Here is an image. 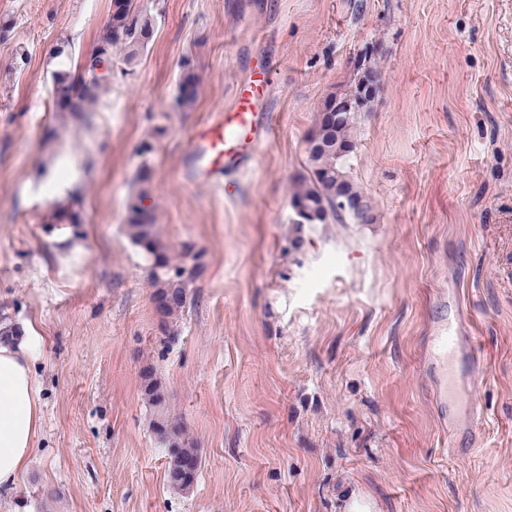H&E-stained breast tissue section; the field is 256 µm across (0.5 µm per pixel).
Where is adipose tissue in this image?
Wrapping results in <instances>:
<instances>
[{"mask_svg": "<svg viewBox=\"0 0 512 512\" xmlns=\"http://www.w3.org/2000/svg\"><path fill=\"white\" fill-rule=\"evenodd\" d=\"M40 339L24 325L0 343V494H13L27 471L43 412L34 362Z\"/></svg>", "mask_w": 512, "mask_h": 512, "instance_id": "1", "label": "adipose tissue"}]
</instances>
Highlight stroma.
<instances>
[{
    "instance_id": "stroma-1",
    "label": "stroma",
    "mask_w": 512,
    "mask_h": 512,
    "mask_svg": "<svg viewBox=\"0 0 512 512\" xmlns=\"http://www.w3.org/2000/svg\"><path fill=\"white\" fill-rule=\"evenodd\" d=\"M154 36L82 117L55 111L111 0H0V315L32 323L43 427L29 512H512V0H138ZM381 74L353 180L372 224H311L294 181L326 97ZM200 76L177 105L183 62ZM268 70L272 137L232 194L185 175L196 127ZM149 154H140L142 144ZM145 207L203 265L162 325L126 234ZM81 198L79 237L45 218ZM486 344L479 447L448 456L426 373L455 303ZM153 378L199 449L189 492L144 394ZM15 496V497H16Z\"/></svg>"
}]
</instances>
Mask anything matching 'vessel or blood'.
Segmentation results:
<instances>
[{"label": "vessel or blood", "instance_id": "b4317fda", "mask_svg": "<svg viewBox=\"0 0 512 512\" xmlns=\"http://www.w3.org/2000/svg\"><path fill=\"white\" fill-rule=\"evenodd\" d=\"M267 72L259 69L242 84L233 105L212 113L192 135L186 174L197 184L223 191L251 167L260 147L271 137L270 117L264 110ZM470 317L457 308L453 318L440 322L427 340L429 369L438 371L437 414L448 430V450L460 453L459 436L476 439L481 416L475 380L484 368L476 336L463 335Z\"/></svg>", "mask_w": 512, "mask_h": 512}]
</instances>
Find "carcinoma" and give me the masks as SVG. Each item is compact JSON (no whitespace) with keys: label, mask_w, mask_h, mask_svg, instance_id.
<instances>
[{"label":"carcinoma","mask_w":512,"mask_h":512,"mask_svg":"<svg viewBox=\"0 0 512 512\" xmlns=\"http://www.w3.org/2000/svg\"><path fill=\"white\" fill-rule=\"evenodd\" d=\"M154 29L151 18L140 11L136 0H126L124 6H114L106 23L101 27L93 50L85 59L80 71L71 73L65 65L66 46L59 45L53 52V58L58 60V68L52 72L54 107L58 112H68L74 116L89 110L98 99L101 91L109 83L96 75L99 63H112V48L124 47L123 63L131 65L137 55L153 37ZM199 93V77L187 62L183 65L178 80L177 102L184 109L191 108ZM358 119L351 116L330 129L323 119H318L315 129L308 137L313 142L323 140L327 148L320 152H308V175L299 177L292 189L291 200L306 201L319 208L322 216L317 223L328 224L330 221L344 223V218L336 213V207L328 199L326 190L329 183L341 178L348 188L361 193L363 189L350 177L346 169V160L356 150V135ZM151 177V170L144 166L137 175V183L142 185L132 194L127 203L126 233L131 241L147 255L150 262V280L154 291L171 289L177 295L176 303L167 311L164 319L172 320L183 312L189 299V282L199 273V265L186 267L176 262L172 251L155 230V217L142 205L146 196L143 185ZM77 200L70 198L66 203L54 207L49 223L71 224L81 223L79 212L75 209ZM156 428L168 435L185 452L199 456L198 449L185 439L183 427L177 420L170 419L168 413H159Z\"/></svg>","instance_id":"obj_1"}]
</instances>
